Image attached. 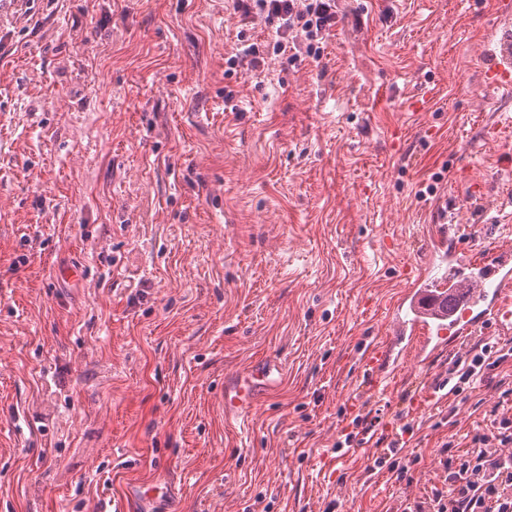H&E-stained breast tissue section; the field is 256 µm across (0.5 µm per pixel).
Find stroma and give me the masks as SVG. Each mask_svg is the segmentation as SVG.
Wrapping results in <instances>:
<instances>
[{
  "instance_id": "obj_1",
  "label": "stroma",
  "mask_w": 512,
  "mask_h": 512,
  "mask_svg": "<svg viewBox=\"0 0 512 512\" xmlns=\"http://www.w3.org/2000/svg\"><path fill=\"white\" fill-rule=\"evenodd\" d=\"M499 2L339 0L320 66L228 79L227 0H0V512H113L133 482L177 512H406L442 487L512 362L414 414L471 341L380 391L361 360L440 201L467 242L512 240ZM267 355L280 388L225 417V373ZM350 396L413 425L407 480L373 444L336 456Z\"/></svg>"
}]
</instances>
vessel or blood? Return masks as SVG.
Instances as JSON below:
<instances>
[{
	"mask_svg": "<svg viewBox=\"0 0 512 512\" xmlns=\"http://www.w3.org/2000/svg\"><path fill=\"white\" fill-rule=\"evenodd\" d=\"M495 26L504 36L487 49L491 85L512 89V0H501ZM428 256L419 274L392 308L387 337L372 345L363 365L374 383L383 369H399L409 355L432 360L461 337L482 331L512 336V244L485 252L465 246L462 227L450 211H439L428 238ZM285 377L280 359L264 357L224 377L225 415L247 417L258 400L276 391ZM175 485L126 486L123 503L133 512H157L160 503H174Z\"/></svg>",
	"mask_w": 512,
	"mask_h": 512,
	"instance_id": "1",
	"label": "vessel or blood"
}]
</instances>
